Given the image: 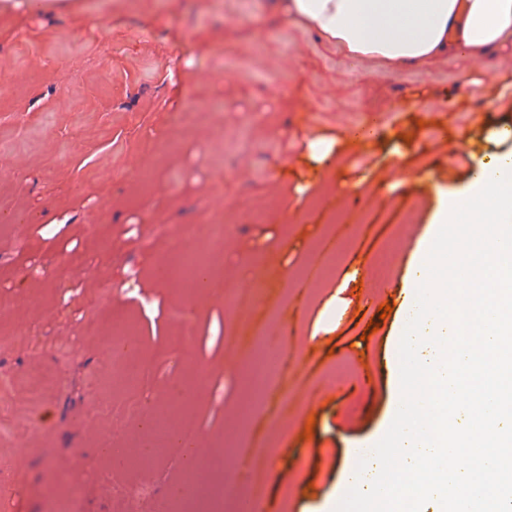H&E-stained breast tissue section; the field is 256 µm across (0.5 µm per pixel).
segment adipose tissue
I'll list each match as a JSON object with an SVG mask.
<instances>
[{
  "mask_svg": "<svg viewBox=\"0 0 512 512\" xmlns=\"http://www.w3.org/2000/svg\"><path fill=\"white\" fill-rule=\"evenodd\" d=\"M288 22L388 71L512 50V0H276Z\"/></svg>",
  "mask_w": 512,
  "mask_h": 512,
  "instance_id": "obj_1",
  "label": "adipose tissue"
}]
</instances>
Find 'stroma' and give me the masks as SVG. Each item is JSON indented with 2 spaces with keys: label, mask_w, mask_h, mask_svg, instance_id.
Masks as SVG:
<instances>
[{
  "label": "stroma",
  "mask_w": 512,
  "mask_h": 512,
  "mask_svg": "<svg viewBox=\"0 0 512 512\" xmlns=\"http://www.w3.org/2000/svg\"><path fill=\"white\" fill-rule=\"evenodd\" d=\"M268 3L69 0L42 10L22 0L0 9L5 512H44L73 487L86 512H122L123 487L140 483L154 494L135 512H163L183 478V450L170 444L131 467L147 435L124 409L163 406L190 369L203 377L181 420L202 455L264 449L188 489L203 508L219 485L221 512H252L245 493L256 471L264 512H324L345 493L354 449L388 423L406 250L440 197L465 188L460 145L476 156L512 150L497 136L512 126V52L389 73L327 47ZM370 120L376 137L350 142L347 130ZM315 139L334 141L327 162L310 157ZM354 184L361 200L339 199L338 186ZM61 215L67 224L44 237ZM213 224L228 228L215 252ZM185 225L194 233L179 237ZM396 225L405 232L388 255ZM327 243L337 248L334 272L308 287ZM176 250L209 253L212 288L157 277ZM117 307L135 328L133 384L113 347ZM248 322L264 329L269 365L287 352L283 387L307 379L287 416L255 432L245 426L259 396L252 359L224 345ZM286 327L295 334L283 348ZM75 457L82 466H71Z\"/></svg>",
  "instance_id": "stroma-1"
}]
</instances>
